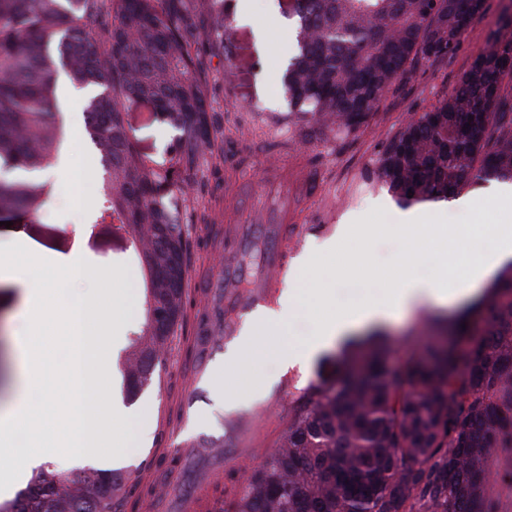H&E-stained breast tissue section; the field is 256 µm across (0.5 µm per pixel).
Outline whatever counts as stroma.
Here are the masks:
<instances>
[{
  "mask_svg": "<svg viewBox=\"0 0 512 512\" xmlns=\"http://www.w3.org/2000/svg\"><path fill=\"white\" fill-rule=\"evenodd\" d=\"M278 11L259 8L254 24L232 23L224 34L227 57L213 58L209 74L210 97L214 112L224 126L225 137L236 140L248 162L237 187L260 185L272 162H284L287 172L301 178L308 169L320 172V191L302 201L298 223L301 231L291 245L288 275L283 288L298 294L299 316L288 325L263 330L264 340L297 346L311 335L315 323L330 314H340L359 298L378 294L386 281L388 264H381L375 278L358 280L336 277L335 256H319L315 265L304 268L300 259L312 253L315 245L337 239L346 223L383 224L387 231L381 243V255L397 251L401 235L391 214L383 211L391 197L379 179L377 158L384 146L401 131L405 120L430 108L443 92L453 89L472 61L485 53L489 35L500 26L503 14L512 13V0H486V12L464 37L454 56L442 60H418L386 93L379 111L360 132L342 138L305 134L289 117L282 100L279 77L288 56L289 29L283 19L288 15L289 0H278ZM125 121L138 151L160 158L171 129L156 119L151 106L142 105L125 114ZM60 149L74 158L76 165H91L93 177L82 191L71 182L55 184L48 204L38 213L34 223H22L23 232L55 253H66L74 245L71 225L86 229L83 248L91 267L106 269L126 276L128 293L119 306L116 318L119 353H128L135 332L145 319V273L130 242L113 234L106 224L95 223V208L80 206L78 194L100 195L102 168L98 152L85 136L84 118L76 116L64 136ZM207 165H200L184 187L188 205L211 206L213 225L226 226L232 214L225 202L211 203ZM502 212L487 203L477 204L467 215H449L442 220V232L428 239L423 250V267L439 263L444 251L455 259V273H466V261L472 254L473 240L467 225L501 224ZM330 282L336 294L326 305L308 300L309 289ZM23 291L15 283L0 284V410H8L22 389L21 371L26 349L23 327L30 316L23 310ZM436 311L425 304L395 313L387 322L393 364H402L410 346L428 335V316ZM183 351L172 349L162 374L169 379L168 388L158 384L144 387L134 404L150 408V422H157L160 407L179 402L186 389ZM319 362L310 360L304 366L279 371L275 357L241 369H219L215 375L216 394L211 413L232 415L225 399H250L254 411L251 427L240 431L232 425L224 427L223 486L231 487L243 480L258 465L261 453L273 448L288 424V412L301 392L318 380Z\"/></svg>",
  "mask_w": 512,
  "mask_h": 512,
  "instance_id": "1",
  "label": "stroma"
}]
</instances>
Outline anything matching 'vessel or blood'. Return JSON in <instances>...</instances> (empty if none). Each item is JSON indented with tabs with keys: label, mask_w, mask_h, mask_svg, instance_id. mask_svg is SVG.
<instances>
[{
	"label": "vessel or blood",
	"mask_w": 512,
	"mask_h": 512,
	"mask_svg": "<svg viewBox=\"0 0 512 512\" xmlns=\"http://www.w3.org/2000/svg\"><path fill=\"white\" fill-rule=\"evenodd\" d=\"M268 195V188H261L256 205L238 209L237 225L224 239L223 256L210 276L193 284L202 301V342L188 360L187 390L173 424L158 426L159 433L176 428L185 436L180 447L172 449L171 463L161 464L156 456H149L156 480L152 491L142 497V512H163L174 498L179 499L183 512H195L198 490L223 471V426L201 422L214 396L212 375L227 354L240 346L244 319L274 305L275 290L288 274V242L295 234L293 211L286 202H269ZM258 233L267 245L251 289L244 293L237 282L240 265Z\"/></svg>",
	"instance_id": "1"
}]
</instances>
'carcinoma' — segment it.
Here are the masks:
<instances>
[{
	"label": "carcinoma",
	"mask_w": 512,
	"mask_h": 512,
	"mask_svg": "<svg viewBox=\"0 0 512 512\" xmlns=\"http://www.w3.org/2000/svg\"><path fill=\"white\" fill-rule=\"evenodd\" d=\"M484 0H292L282 86L288 112L335 137L369 125L420 59L453 56ZM229 0H0V218L35 219L63 137L56 77L87 89L86 133L105 174L100 223L131 235L145 262V321L127 358L126 394L153 382L194 299L186 289L189 209L182 188L209 158L224 181V133L209 96ZM512 22L459 83L412 115L383 149L378 176L401 208L449 202L477 184L512 183ZM141 104L176 132L159 160L136 149L123 113ZM164 224L168 233H159ZM462 349L424 338L401 367L376 332L344 371L296 401L275 448L220 512H500L512 487V263L459 314ZM182 336H176L177 331ZM125 472L38 469L0 512H137Z\"/></svg>",
	"instance_id": "obj_1"
}]
</instances>
